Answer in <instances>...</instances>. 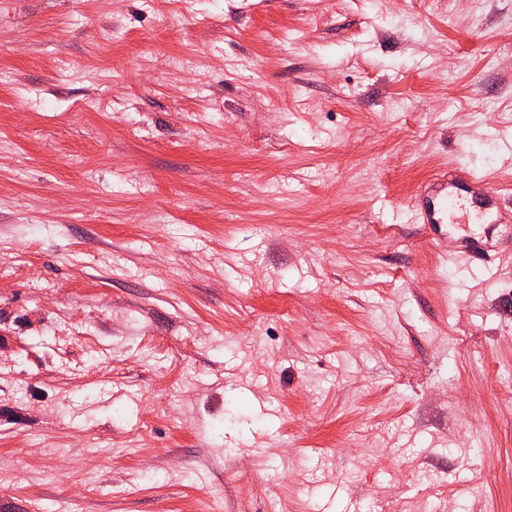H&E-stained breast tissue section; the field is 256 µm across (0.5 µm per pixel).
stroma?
Here are the masks:
<instances>
[{"instance_id":"1","label":"stroma","mask_w":512,"mask_h":512,"mask_svg":"<svg viewBox=\"0 0 512 512\" xmlns=\"http://www.w3.org/2000/svg\"><path fill=\"white\" fill-rule=\"evenodd\" d=\"M512 0H0V512H512ZM487 185L485 178L467 170L440 173L421 187L410 209L419 224H471L473 220L491 224L502 220V214L487 222L496 207Z\"/></svg>"}]
</instances>
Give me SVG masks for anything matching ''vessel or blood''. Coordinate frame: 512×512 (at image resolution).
Wrapping results in <instances>:
<instances>
[{
  "label": "vessel or blood",
  "mask_w": 512,
  "mask_h": 512,
  "mask_svg": "<svg viewBox=\"0 0 512 512\" xmlns=\"http://www.w3.org/2000/svg\"><path fill=\"white\" fill-rule=\"evenodd\" d=\"M495 206L486 179L458 169L422 186L410 209L422 224H468L488 221Z\"/></svg>",
  "instance_id": "1"
}]
</instances>
